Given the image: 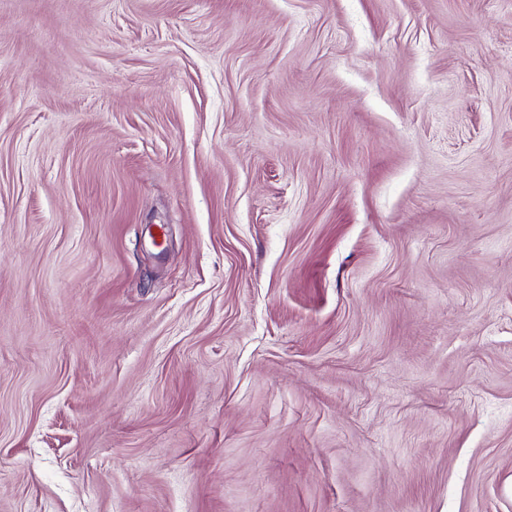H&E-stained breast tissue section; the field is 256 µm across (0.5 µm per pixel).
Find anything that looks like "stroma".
Here are the masks:
<instances>
[{
    "label": "stroma",
    "instance_id": "1",
    "mask_svg": "<svg viewBox=\"0 0 512 512\" xmlns=\"http://www.w3.org/2000/svg\"><path fill=\"white\" fill-rule=\"evenodd\" d=\"M0 512H512V0H0Z\"/></svg>",
    "mask_w": 512,
    "mask_h": 512
}]
</instances>
